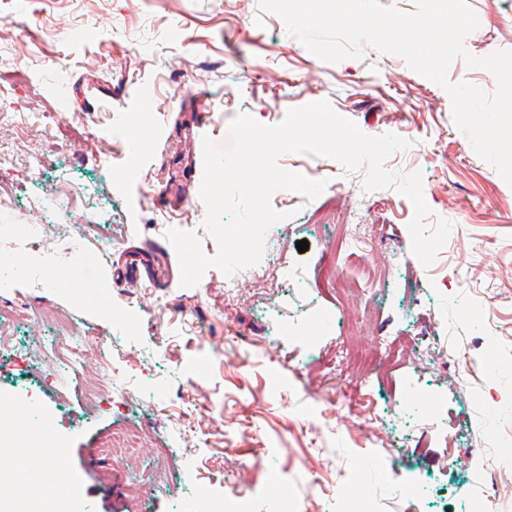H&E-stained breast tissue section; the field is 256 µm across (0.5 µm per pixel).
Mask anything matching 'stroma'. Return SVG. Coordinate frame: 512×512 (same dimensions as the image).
I'll return each mask as SVG.
<instances>
[{
	"label": "stroma",
	"instance_id": "1",
	"mask_svg": "<svg viewBox=\"0 0 512 512\" xmlns=\"http://www.w3.org/2000/svg\"><path fill=\"white\" fill-rule=\"evenodd\" d=\"M468 4L479 20L469 54L512 50V0ZM319 101L368 135L410 141L385 167L421 172L426 230L453 224L433 266L410 252L408 198L366 191L367 167L288 153L281 168L328 185L312 200L274 193L286 218L267 233L266 281L245 268L230 293L212 268L183 286L168 231L218 251L187 182L204 139L225 145L242 112L275 125ZM0 153V225L34 220L37 201L49 225L23 255L27 271L0 255V303L25 304L24 343L55 333L43 304L66 312L128 392L90 413L82 373L63 370L59 389L1 358L0 426L21 419L27 446L0 451V471L64 470L84 512H199L202 488L224 512H361L368 500L374 512H484L476 476L512 448V186L455 126L449 94L403 58L366 45L322 62L258 0H0ZM338 221L381 225L371 259L394 269L387 290L359 286L347 307L320 278L354 268L328 229ZM48 250L64 260L39 288ZM367 304L377 323L362 350L379 354L384 336L412 349L357 393L331 328ZM452 346L463 360L448 366ZM31 402L63 451L44 444ZM132 425L145 433L136 472L102 447ZM157 448L169 451L167 480L130 504ZM463 449L450 471L449 451Z\"/></svg>",
	"mask_w": 512,
	"mask_h": 512
}]
</instances>
